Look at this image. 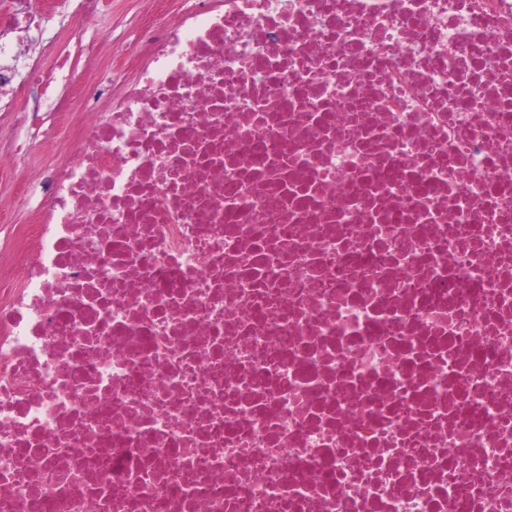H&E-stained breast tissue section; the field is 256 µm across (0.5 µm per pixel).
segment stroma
Returning a JSON list of instances; mask_svg holds the SVG:
<instances>
[{"instance_id":"obj_1","label":"stroma","mask_w":512,"mask_h":512,"mask_svg":"<svg viewBox=\"0 0 512 512\" xmlns=\"http://www.w3.org/2000/svg\"><path fill=\"white\" fill-rule=\"evenodd\" d=\"M107 12L89 18L83 24L82 39L73 42L70 29L74 23L73 0H63L59 10L43 15L40 23L29 33L27 46L21 55L11 58L10 63L19 71L21 78L12 94L16 111L0 110V154L13 158L11 171L0 172V205L11 209V221L29 223L34 211L45 199L43 183H34L25 204L15 202L19 184L24 181L30 167H40L43 174H50L52 163H65V155H55L53 162L43 161L37 151V131L48 129L55 119L52 101L41 96L36 88L28 85L25 76L33 66H49L57 50L70 47L78 73L87 74L99 95L89 101H79V110L103 109L107 100L119 98L131 85L141 67L140 61H128L123 57L100 59L88 63L84 47L88 44L105 43L109 47L122 48L137 42L146 26L145 16L150 10L149 0H110ZM30 143L29 154H16L15 144Z\"/></svg>"}]
</instances>
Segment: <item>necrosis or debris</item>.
Listing matches in <instances>:
<instances>
[{"mask_svg": "<svg viewBox=\"0 0 512 512\" xmlns=\"http://www.w3.org/2000/svg\"><path fill=\"white\" fill-rule=\"evenodd\" d=\"M149 43L10 227L0 512H512V0H186Z\"/></svg>", "mask_w": 512, "mask_h": 512, "instance_id": "obj_1", "label": "necrosis or debris"}]
</instances>
